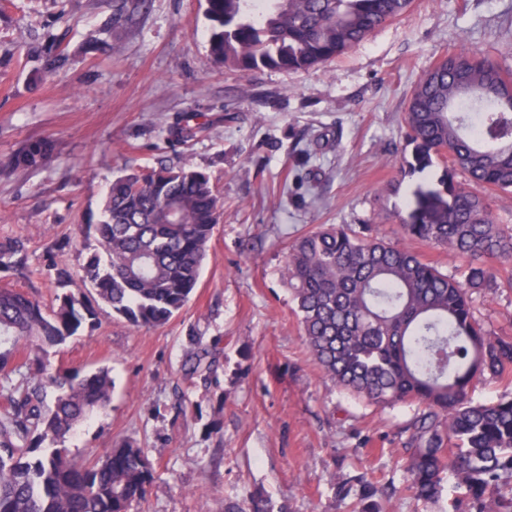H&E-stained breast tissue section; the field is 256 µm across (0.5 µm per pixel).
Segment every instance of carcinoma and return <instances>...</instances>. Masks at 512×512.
Segmentation results:
<instances>
[{
  "label": "carcinoma",
  "mask_w": 512,
  "mask_h": 512,
  "mask_svg": "<svg viewBox=\"0 0 512 512\" xmlns=\"http://www.w3.org/2000/svg\"><path fill=\"white\" fill-rule=\"evenodd\" d=\"M413 0H207L217 28L211 61L243 74L306 71L344 54L405 13ZM410 152L393 163L389 192L441 158L443 190H418L404 235L448 251L461 276L412 247L369 234L368 225H328L295 238L286 277L304 343L340 390L371 404L417 403L405 428L407 487L425 504L448 492V512H512V390L479 402L475 381L512 382V336L487 330L472 295L512 290V227L498 224L471 186L512 194V72L461 46L436 60L405 106ZM53 142H26L3 166L38 170ZM467 182L455 181L456 173ZM224 209L210 177L188 165L116 177L102 218L81 226L99 250L83 278L99 301L135 327L161 326L190 301ZM0 270L29 277L19 239L0 242ZM92 305L68 293L46 307L0 286V512H131L153 466L141 448H111L77 460L64 443L111 398L112 378L53 367L44 355L78 334ZM52 403L45 402L47 392ZM452 478L444 487V477ZM352 512H379L374 481L360 474ZM350 481V482H352ZM350 482L336 484L348 497Z\"/></svg>",
  "instance_id": "cac0c4a2"
}]
</instances>
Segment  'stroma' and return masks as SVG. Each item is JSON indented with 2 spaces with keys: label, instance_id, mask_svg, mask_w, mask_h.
<instances>
[{
  "label": "stroma",
  "instance_id": "35a3bbf8",
  "mask_svg": "<svg viewBox=\"0 0 512 512\" xmlns=\"http://www.w3.org/2000/svg\"><path fill=\"white\" fill-rule=\"evenodd\" d=\"M0 0V158L51 139V165L0 174V240L22 239L30 280L0 285L51 304V261L80 272L113 177L160 165L206 172L224 199L200 283L166 325L133 328L98 305L96 325L53 365L107 368V408L67 438L77 457L133 442L154 467L132 512H350L336 476L393 487L388 512H446L406 490L415 407L369 405L310 358L285 280V245L323 224H368L402 242L416 187L387 196L404 106L457 41L512 70V0H414L344 56L307 71L246 75L214 65L206 0ZM196 128L180 142L179 129ZM475 316L512 325V291L478 294ZM198 353L191 370L190 353Z\"/></svg>",
  "mask_w": 512,
  "mask_h": 512
}]
</instances>
